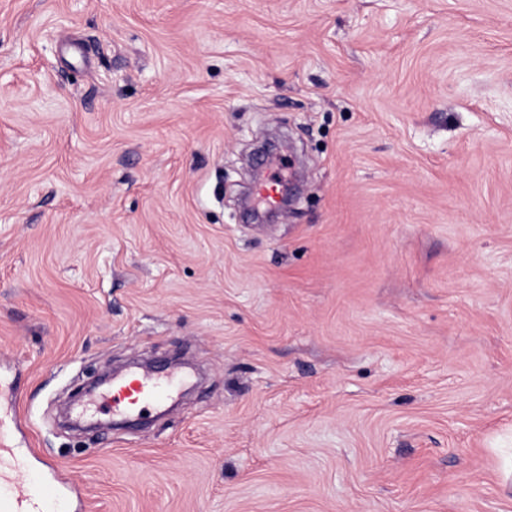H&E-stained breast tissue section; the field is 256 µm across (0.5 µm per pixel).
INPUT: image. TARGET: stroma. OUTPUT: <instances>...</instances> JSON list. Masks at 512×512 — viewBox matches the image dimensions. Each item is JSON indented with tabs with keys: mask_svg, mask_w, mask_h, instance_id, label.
Masks as SVG:
<instances>
[{
	"mask_svg": "<svg viewBox=\"0 0 512 512\" xmlns=\"http://www.w3.org/2000/svg\"><path fill=\"white\" fill-rule=\"evenodd\" d=\"M0 420L71 512H512V0H0ZM177 384L176 378L158 381L153 374L144 371L139 376L127 377L112 382V392L102 398L101 404H112V409L132 412L148 404L164 402Z\"/></svg>",
	"mask_w": 512,
	"mask_h": 512,
	"instance_id": "1",
	"label": "stroma"
}]
</instances>
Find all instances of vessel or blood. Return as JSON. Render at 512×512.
Segmentation results:
<instances>
[{
	"instance_id": "b4317fda",
	"label": "vessel or blood",
	"mask_w": 512,
	"mask_h": 512,
	"mask_svg": "<svg viewBox=\"0 0 512 512\" xmlns=\"http://www.w3.org/2000/svg\"><path fill=\"white\" fill-rule=\"evenodd\" d=\"M175 385V380L161 382L145 372L113 381L103 401L113 408L135 412L145 405L164 402ZM54 470L51 462L39 471L29 469L7 444L6 433L0 428V512H59L57 504L66 492L51 480Z\"/></svg>"
}]
</instances>
